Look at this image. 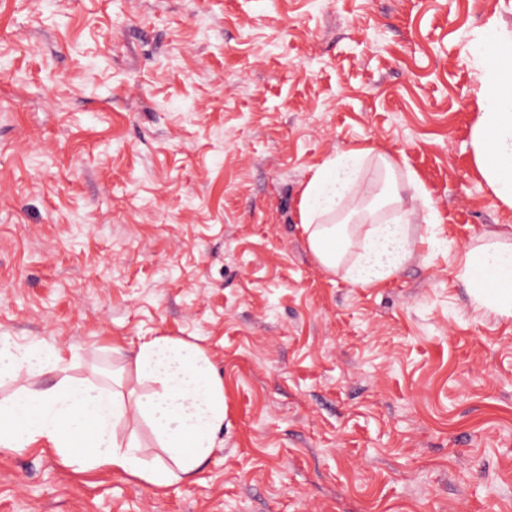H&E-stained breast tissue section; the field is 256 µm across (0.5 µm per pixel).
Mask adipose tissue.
<instances>
[{
    "label": "adipose tissue",
    "instance_id": "adipose-tissue-1",
    "mask_svg": "<svg viewBox=\"0 0 512 512\" xmlns=\"http://www.w3.org/2000/svg\"><path fill=\"white\" fill-rule=\"evenodd\" d=\"M483 59L482 114L471 145L477 165L494 196L512 208V38L488 27L477 46ZM368 148L336 154L317 166L301 190L299 224L310 252L329 272L344 269L353 285L387 282L411 259L417 241L409 235L411 210L399 195L396 162L384 160L379 196L391 218L379 220L376 206L362 205L357 188ZM359 251L346 262L351 245ZM458 278L477 307L512 317V245L488 242L457 260ZM55 347H21L0 336V385L30 372L55 366ZM137 381L150 392H121L95 384L60 380L47 389L24 388L0 399V447L55 449L66 465L79 470L109 467L164 488L194 481L216 446L224 425V386L209 357L195 344L168 337L141 342L130 356ZM148 426L163 452L147 463L136 437L119 439L118 426Z\"/></svg>",
    "mask_w": 512,
    "mask_h": 512
}]
</instances>
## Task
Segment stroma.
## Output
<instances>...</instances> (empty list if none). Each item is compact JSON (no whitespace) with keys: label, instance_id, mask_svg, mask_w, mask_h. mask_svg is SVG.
<instances>
[{"label":"stroma","instance_id":"35a3bbf8","mask_svg":"<svg viewBox=\"0 0 512 512\" xmlns=\"http://www.w3.org/2000/svg\"><path fill=\"white\" fill-rule=\"evenodd\" d=\"M512 0H0V335L60 349L0 386L120 387L189 341L224 385L195 482L0 449V512H512V317L456 257L512 243L471 146L483 27ZM372 147L438 214L387 284L323 269L313 166Z\"/></svg>","mask_w":512,"mask_h":512}]
</instances>
